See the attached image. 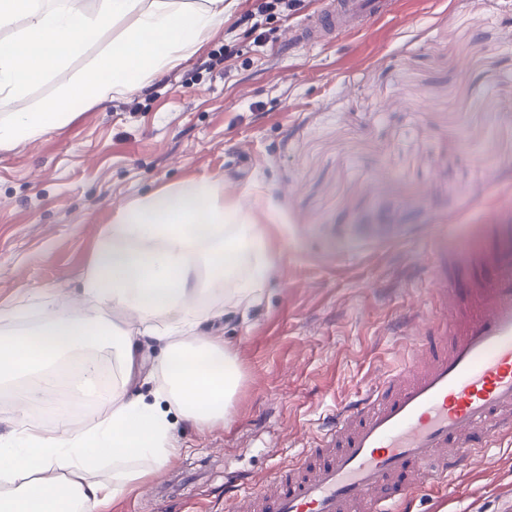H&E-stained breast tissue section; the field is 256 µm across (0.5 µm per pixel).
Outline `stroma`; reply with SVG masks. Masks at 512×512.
<instances>
[{
	"label": "stroma",
	"mask_w": 512,
	"mask_h": 512,
	"mask_svg": "<svg viewBox=\"0 0 512 512\" xmlns=\"http://www.w3.org/2000/svg\"><path fill=\"white\" fill-rule=\"evenodd\" d=\"M316 7L260 15L256 0H237L173 69L0 151L4 302L79 303V275L115 214L189 178L222 181L275 225L261 303L196 330L237 354L223 425L176 421L179 459L109 512H225V471L271 478L327 414L410 358L396 331L430 261L512 197V0H399L364 33L293 42ZM97 53L31 85L29 103L53 99ZM413 496L411 512H512V440Z\"/></svg>",
	"instance_id": "35a3bbf8"
}]
</instances>
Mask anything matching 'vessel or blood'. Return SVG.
<instances>
[{"mask_svg":"<svg viewBox=\"0 0 512 512\" xmlns=\"http://www.w3.org/2000/svg\"><path fill=\"white\" fill-rule=\"evenodd\" d=\"M397 0H321L301 42L354 35ZM467 248L432 267L436 301L401 320L410 360L337 408L318 441L268 480L243 479L230 512H405L412 487L444 484L512 435V202Z\"/></svg>","mask_w":512,"mask_h":512,"instance_id":"obj_1","label":"vessel or blood"}]
</instances>
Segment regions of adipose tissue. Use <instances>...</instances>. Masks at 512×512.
Here are the masks:
<instances>
[{"label":"adipose tissue","instance_id":"1","mask_svg":"<svg viewBox=\"0 0 512 512\" xmlns=\"http://www.w3.org/2000/svg\"><path fill=\"white\" fill-rule=\"evenodd\" d=\"M228 0H0V150L64 125L75 101L99 103L145 86L194 54L223 25ZM117 29L108 49L42 106L29 87L51 77L87 44ZM275 266L263 225L195 178L129 201L102 236L81 277L83 300L36 295V323L16 331V305H0V385L14 415L0 424V512H105L177 459L171 414L199 430L221 425L238 387L235 352L200 337L216 300L228 313L258 305ZM122 322L108 320V313ZM165 344L153 401L132 391L141 342ZM112 352L102 389L97 349ZM105 393L109 413L88 427L56 409L60 388ZM112 473L99 477L98 470Z\"/></svg>","mask_w":512,"mask_h":512}]
</instances>
